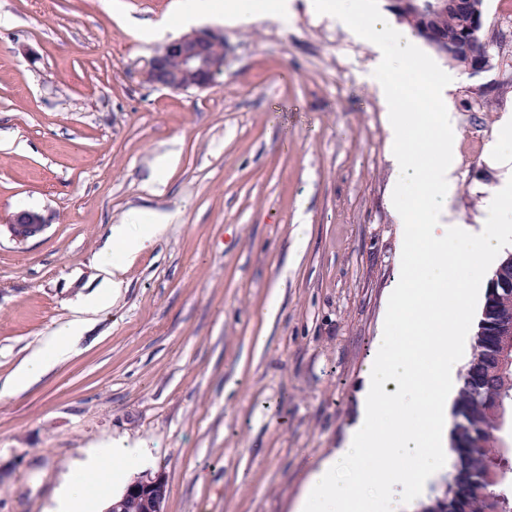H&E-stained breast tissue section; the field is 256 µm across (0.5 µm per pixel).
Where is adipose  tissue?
<instances>
[{"instance_id": "obj_1", "label": "adipose tissue", "mask_w": 512, "mask_h": 512, "mask_svg": "<svg viewBox=\"0 0 512 512\" xmlns=\"http://www.w3.org/2000/svg\"><path fill=\"white\" fill-rule=\"evenodd\" d=\"M365 0H318L321 14L353 20L366 16L375 53L370 77L387 109L393 190L388 205L400 226L399 273L390 282L377 346L359 393L358 415L342 447L333 449L312 470L294 512H406L429 485L449 472V409L459 388V369L473 319L479 287L488 285L486 267L512 246V148L501 146L495 158L504 177L486 204L481 226L467 224L451 208L458 188L454 149L448 138L457 117L443 107L427 128L429 153H418L406 134L388 72L417 49L410 31L392 28L387 19L365 14ZM288 0H179L174 18L187 27L207 20L238 25L265 17L283 21ZM424 197L421 223H411L408 203ZM166 218L130 212L111 227L113 251L103 260L105 277L94 303L46 336L18 366L13 388H28L68 358L85 330L88 313L107 305L124 286L127 258L147 248L165 231ZM464 272L469 285L448 287L444 271ZM405 440L395 434L405 426ZM420 459L417 468L405 464ZM391 459V466L364 478L366 460ZM152 452L142 444L115 440L87 449L63 478L53 512H100L102 493L120 488L128 474L149 466Z\"/></svg>"}]
</instances>
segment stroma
<instances>
[{
    "label": "stroma",
    "instance_id": "stroma-1",
    "mask_svg": "<svg viewBox=\"0 0 512 512\" xmlns=\"http://www.w3.org/2000/svg\"><path fill=\"white\" fill-rule=\"evenodd\" d=\"M174 2L0 0V224L22 208L49 222L23 245L0 238V512H51L85 450L120 438L151 448L166 512H293L356 416L399 272L367 19L290 0L287 22L223 27L214 86L170 91L144 78L162 43L141 28ZM415 61L458 78L452 207L475 223L502 179L489 154L512 87L470 111L468 73L424 43ZM133 209L176 220L68 359L10 392L96 297L110 227Z\"/></svg>",
    "mask_w": 512,
    "mask_h": 512
}]
</instances>
